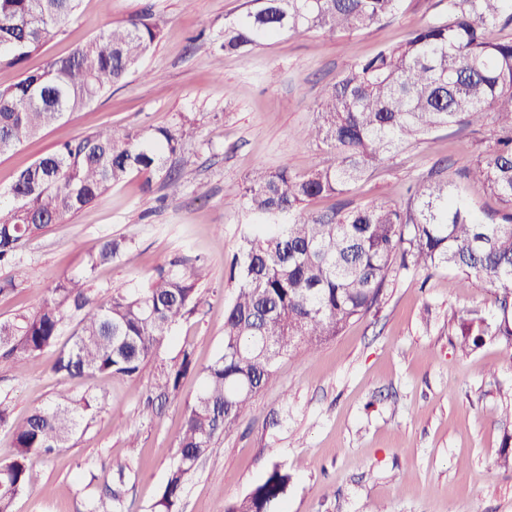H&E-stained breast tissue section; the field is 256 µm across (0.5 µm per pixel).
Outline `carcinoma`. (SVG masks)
Wrapping results in <instances>:
<instances>
[{"instance_id":"obj_1","label":"carcinoma","mask_w":512,"mask_h":512,"mask_svg":"<svg viewBox=\"0 0 512 512\" xmlns=\"http://www.w3.org/2000/svg\"><path fill=\"white\" fill-rule=\"evenodd\" d=\"M400 0H247L224 25L220 45L239 53L283 33L369 29L396 15ZM80 0H0V65L16 66L64 32ZM512 25V0H446L445 14L415 28L401 45L347 65L317 104L310 137L330 158L304 175L283 165L255 168L237 199L268 220L243 237L231 267L236 295L224 313V350L202 370L203 383L185 404L177 457L153 505L178 512L187 480L200 459L235 429L253 397L276 382L285 356L311 351L361 320L379 302L396 270L416 276L451 270L496 290L505 316L490 322L475 310L456 315L459 348L486 336L512 340V37L490 43L482 30ZM162 33L152 11L129 16L38 71L0 87V155L72 116L110 87L139 71ZM488 127L477 159L465 174L501 203L499 218L483 219L455 195L443 169L408 188L406 202L316 210L319 199L349 192L370 168L410 139L440 129ZM185 126L117 136L110 129L68 142L20 171L11 205L0 207V262L17 257L31 238L74 215L136 170L162 169L179 149ZM128 240L104 237L84 257V273L58 280L33 313L0 321V365L21 372L46 350L51 371L89 383L97 376L134 377L158 358L172 330L200 303L201 264L184 259L160 268L142 288L101 302L92 274L117 260ZM78 318L70 335L64 329ZM194 368L193 351L161 364L153 393L178 396ZM95 398L64 397L34 411L13 430L14 453L0 461V512H12L28 484L33 459L74 439L92 418ZM120 465L89 512H128ZM290 475L278 464L224 512H271Z\"/></svg>"}]
</instances>
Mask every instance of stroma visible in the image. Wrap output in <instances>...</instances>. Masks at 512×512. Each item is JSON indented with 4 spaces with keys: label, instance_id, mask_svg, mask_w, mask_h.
I'll use <instances>...</instances> for the list:
<instances>
[{
    "label": "stroma",
    "instance_id": "obj_1",
    "mask_svg": "<svg viewBox=\"0 0 512 512\" xmlns=\"http://www.w3.org/2000/svg\"><path fill=\"white\" fill-rule=\"evenodd\" d=\"M148 9L165 21L141 72L0 156V195L17 173L66 142L102 129L177 126L195 130L160 172H131L98 200L52 224L1 266L0 280L22 272L26 287L0 295V321L36 310L55 281L78 272L87 251L106 236L130 239L112 265L93 275L99 300L146 285L177 256L202 257L203 304L173 330L160 358L189 347L198 367L175 399L143 413L140 398L155 367L132 378L100 376L91 387L96 414L72 446L34 459L14 512H86L102 491L95 473L129 465L132 512H151L177 453L184 404L198 393L200 370L224 349V309L236 288L230 267L255 215L233 205L254 167L309 170L326 153L309 138L323 91L352 61L403 42L444 13L442 0H402L395 17L330 39L320 33L281 35L244 53L221 55L224 24L244 0H82L66 31L22 67L0 66V86L64 56L100 32ZM486 130L441 129L406 142L370 169L348 194L352 204L399 202L406 187L435 166L452 191L480 216L500 205L464 170ZM178 171L182 189L169 198L164 178ZM411 272L393 273L377 309L312 352L283 358L278 382L255 396L239 428L221 437L187 484L181 512H224L273 464L290 475L274 512H512V468L500 466L512 434V346L501 338L464 352L450 325L455 310L498 314L495 291L454 271L418 287ZM53 353L29 360L22 373L0 367V398L11 424L84 385L55 375Z\"/></svg>",
    "mask_w": 512,
    "mask_h": 512
}]
</instances>
